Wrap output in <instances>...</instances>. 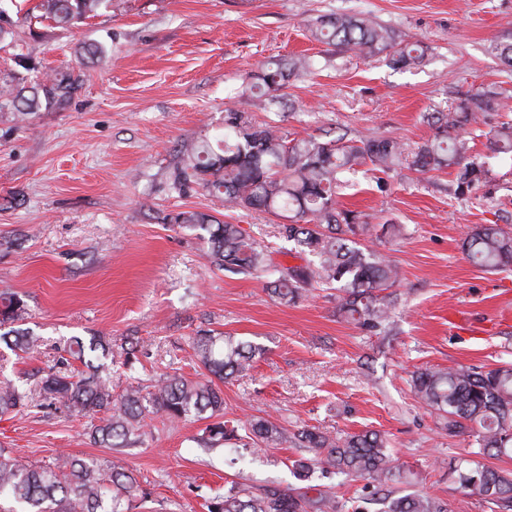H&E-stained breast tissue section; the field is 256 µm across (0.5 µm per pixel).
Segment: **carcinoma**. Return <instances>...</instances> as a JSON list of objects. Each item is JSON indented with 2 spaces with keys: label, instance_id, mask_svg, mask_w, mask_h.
Masks as SVG:
<instances>
[{
  "label": "carcinoma",
  "instance_id": "obj_1",
  "mask_svg": "<svg viewBox=\"0 0 512 512\" xmlns=\"http://www.w3.org/2000/svg\"><path fill=\"white\" fill-rule=\"evenodd\" d=\"M112 0H40L41 17L60 25L97 15ZM314 39L366 58L380 54L399 68L413 67L424 58L423 47L394 30L366 17L323 15L311 28ZM315 69L309 56L271 60L251 77L245 91L265 96L269 108L287 106L284 88L292 76H305ZM76 89L69 73H58L31 87L30 95L5 83L0 86V108L11 106L23 119L38 108L39 93L62 105ZM512 98L491 89L468 92L446 110L429 112L432 137L419 145H404L388 136L322 140L315 136L290 139L270 123L255 124L243 112L229 110L224 116V137L183 142L180 161L170 173L171 188L185 193L201 187L222 199L229 210L262 211L283 217L279 234L295 244L298 253L311 259L304 265L284 267L274 262L269 247L252 237L239 224H216L198 211H180L170 223L192 232L207 246L211 262L234 275L265 279V290L284 304L299 302L312 288H336L339 315L368 331H381L389 321L392 302L380 292L392 287L397 267L376 256L360 243L370 231L364 214L346 208L339 200L342 176L358 166L388 174L406 166L420 174L455 168L453 193L470 194L487 182L489 170L469 158V141L460 130L489 112H511ZM487 148L495 155L512 154V123L485 133ZM468 260L487 270L512 264V233L497 224H478L464 243ZM20 300L0 297V324L20 319ZM38 338L31 331H17L10 345L26 353ZM201 369L195 379L173 374L144 391L131 386L112 393L101 359L112 348L101 338L89 345L76 337L69 354L85 365L74 372L68 363L52 367L40 380L39 394L46 406L71 413L93 414L97 424L90 437L110 448H131L140 441L147 421L161 416L182 421L208 414L200 443L206 448L226 443L276 448L292 443L306 455L293 462L299 479L309 481L315 473L342 475L364 482L369 494L352 501L351 512H365L376 495L383 499V512H448L442 498L429 493L397 495L389 484L402 478L401 467L378 431L361 430L331 437L313 427L288 429L265 417H252L243 425L228 426L223 420L224 393L219 383L249 371L265 349L231 335L201 330L192 339ZM419 402L439 420L450 436L474 439L479 453L512 457V363L491 369L477 367H426L411 376ZM32 402L31 391L0 381V414L23 409ZM460 487L479 495L502 512H512V470L487 467L467 458L448 463ZM143 495L136 479L122 460L105 470L97 463L66 457L53 466L23 464L0 452V512H128L129 498ZM207 512H339L336 496L320 490L317 495L276 487L252 490L234 485L224 494L205 499Z\"/></svg>",
  "mask_w": 512,
  "mask_h": 512
}]
</instances>
